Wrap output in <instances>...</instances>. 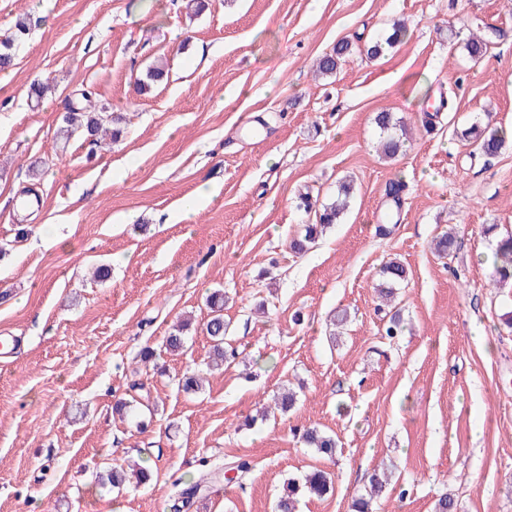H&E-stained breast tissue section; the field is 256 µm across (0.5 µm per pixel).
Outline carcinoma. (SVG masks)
Here are the masks:
<instances>
[{
	"label": "carcinoma",
	"mask_w": 512,
	"mask_h": 512,
	"mask_svg": "<svg viewBox=\"0 0 512 512\" xmlns=\"http://www.w3.org/2000/svg\"><path fill=\"white\" fill-rule=\"evenodd\" d=\"M30 18L26 15L18 17L5 38L0 39V67H7L12 60L15 46L29 33ZM404 31L400 24L392 25V33L387 37L374 39L366 48V55L371 59L381 57L385 50L398 40ZM493 44V35L486 33H472L466 41V50L469 56L481 61L487 55ZM353 52L351 43L342 41L329 53L322 56L317 67V74L321 76H333L340 66L346 62V58ZM123 118L105 109L91 110L80 102L72 101L68 111L63 116L62 126L59 129V137L65 141L74 135H80L93 146H110L112 141L118 140L123 133L120 124ZM377 127L386 134L381 143V152L388 158H394L403 152L405 141L400 135L393 132L395 128H403L400 121L394 118L390 112H380L375 117ZM476 139V150L487 156L500 152L506 143L505 130L488 122L484 127H475L472 130ZM353 193L350 183L344 182L339 189L336 201L322 206L314 211L315 223L307 226L306 234L302 238L293 240L290 248L295 252H302L308 245L315 242L318 230L329 228L340 221V217L348 208V199ZM494 265L499 275V281L506 283L512 280V237L501 240L494 253ZM407 279V270L401 263L390 260L385 262L380 269V283L377 285L379 298L385 303L395 294L397 286ZM207 304L212 316L207 321L205 331L211 343L212 361L216 365L230 364L235 361L237 352L231 345V337L228 336V327L224 323V294L215 291L207 298ZM297 403V395L288 389L270 398V401L262 404L261 416L279 410L286 413L292 410ZM306 447L313 449L318 455L331 459L336 455V439L319 430L316 427L305 429L301 435ZM205 470L197 478L184 480L182 478L173 482L175 488V502L173 508L179 509L191 505L198 497L202 488L208 483L209 477L215 474H224L228 471L236 472V480L244 479L251 470L250 463L246 460L224 462L220 465L204 461ZM388 485V477L374 472L369 477V485L366 494L356 498L352 504V512H373V499L380 496ZM332 487L331 475L321 469L311 471L305 476L304 483L298 484L294 480H288L283 493L275 503V512H296V495L299 490L322 497Z\"/></svg>",
	"instance_id": "carcinoma-1"
}]
</instances>
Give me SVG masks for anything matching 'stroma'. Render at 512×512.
Segmentation results:
<instances>
[{
	"mask_svg": "<svg viewBox=\"0 0 512 512\" xmlns=\"http://www.w3.org/2000/svg\"><path fill=\"white\" fill-rule=\"evenodd\" d=\"M205 2L191 17L186 0H0V35L32 18L0 82V335L18 340L0 353V512H170L173 481L205 457L252 470L190 512H273L285 479L322 467L332 490L303 495L298 512H350L383 463L394 481L375 512H434L445 494L456 512H512V285L493 280L496 240L512 234V142L486 156L466 135L487 113L512 127V0ZM473 18L498 31L478 63L464 48ZM396 20L405 37L367 58ZM340 41L355 53L315 78ZM160 61L168 81L139 92ZM37 83L51 93L33 97ZM84 90L126 118L110 149L56 141ZM384 111L412 131L393 160L377 150ZM396 178L407 191L384 235L375 217ZM346 180L342 223L292 253L301 195L318 208ZM205 182L219 196L170 221ZM447 231L454 252L441 257L431 242ZM391 258L408 278L389 340L374 287ZM101 264L110 277L92 279ZM217 289L238 357L211 372ZM183 319L186 348L168 353ZM146 345L156 357L143 366ZM193 373L204 387L184 392ZM287 383L301 388L296 407L245 426ZM135 384L150 407L115 414ZM313 426L335 436L334 463L299 442ZM131 460L149 483L101 484Z\"/></svg>",
	"mask_w": 512,
	"mask_h": 512,
	"instance_id": "35a3bbf8",
	"label": "stroma"
}]
</instances>
